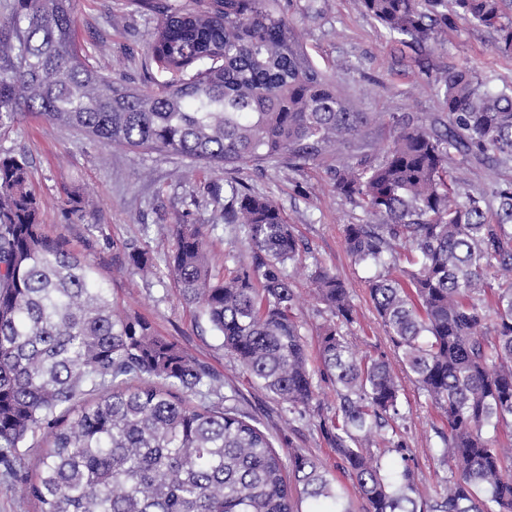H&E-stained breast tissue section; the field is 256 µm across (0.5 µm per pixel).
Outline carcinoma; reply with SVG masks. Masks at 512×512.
Returning <instances> with one entry per match:
<instances>
[{
    "label": "carcinoma",
    "instance_id": "1",
    "mask_svg": "<svg viewBox=\"0 0 512 512\" xmlns=\"http://www.w3.org/2000/svg\"><path fill=\"white\" fill-rule=\"evenodd\" d=\"M503 0H357L402 42L476 22L512 54ZM159 12L146 49L160 73L136 87L86 63L72 0H14L0 16V131L25 112L103 146L184 157L211 171L329 163L336 194L360 206L346 227L358 265L388 267L410 247L414 268L378 273L369 295L402 372L446 420L445 492L430 493L394 423L402 385L387 355L358 356L350 289L310 275L336 322L318 339L336 415L319 427L357 488L361 512H512V448L484 429L512 427V186L462 190L472 162L512 161V87L481 88L469 66L443 79L437 121L360 112L308 56L288 0H179ZM258 261L215 272L203 225L184 214L166 259L180 299L206 318L258 385L303 419L317 393L295 319L288 266L298 262L279 205L246 183L208 185ZM21 155L0 156V484L22 486L39 512H355L312 456L277 451L221 394L222 384L145 319L117 310L93 265L51 237ZM385 445L399 460L384 464ZM40 449L29 473L33 449Z\"/></svg>",
    "mask_w": 512,
    "mask_h": 512
}]
</instances>
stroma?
I'll return each mask as SVG.
<instances>
[{
  "label": "stroma",
  "mask_w": 512,
  "mask_h": 512,
  "mask_svg": "<svg viewBox=\"0 0 512 512\" xmlns=\"http://www.w3.org/2000/svg\"><path fill=\"white\" fill-rule=\"evenodd\" d=\"M289 12L311 60L335 73L338 87L362 112L395 113L416 121L443 119L442 79L449 68L462 65L477 72L483 87L512 86V58L499 55L496 32L478 24L438 30L423 46L414 47L361 15L352 0H291ZM116 14L126 15V27L113 28ZM73 16L91 68L133 85L143 82L144 39L156 14L139 11L133 0H73ZM18 154L25 155L32 187L45 203L41 219L46 233L64 237L73 251L95 265L112 290L114 305L149 321L220 378L223 393L234 396L238 410L270 435L276 448L313 455L332 477H339L338 459L318 428L320 418L336 412L335 386L314 376L317 399L309 418L299 419L224 350L206 319L181 301L167 272L165 261L175 246L172 226L186 212L205 226L216 271L229 277L253 261L239 230L224 223L220 207L207 194L214 174L177 156L103 147L77 130L48 125L32 114L0 136V155ZM225 175L243 179L278 203L293 227L305 265L322 266L345 280L356 308L351 331L360 354H392L368 291L376 271L354 264L345 247L346 225L365 222L366 215L333 192L326 167L249 165L226 170ZM73 194L84 206L80 221L63 210ZM135 249L147 252L151 273L127 272L126 256ZM292 286L301 332L309 346H316L319 333L334 318L313 299L305 275H295ZM403 386L406 415L397 426L418 478L433 488L448 474L436 454L448 427L411 381Z\"/></svg>",
  "instance_id": "obj_1"
}]
</instances>
